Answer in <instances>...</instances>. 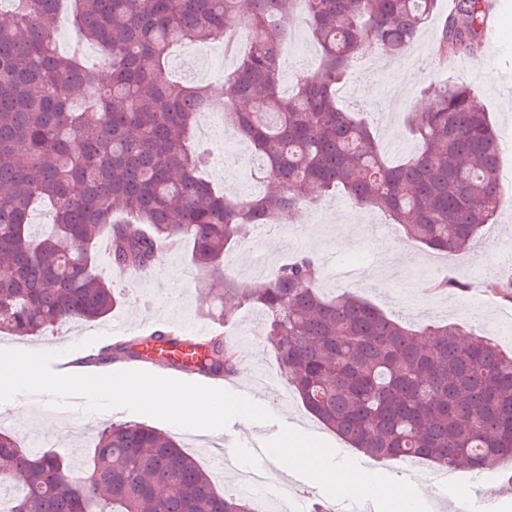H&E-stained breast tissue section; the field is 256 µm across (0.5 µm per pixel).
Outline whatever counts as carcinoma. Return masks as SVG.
Wrapping results in <instances>:
<instances>
[{
	"label": "carcinoma",
	"instance_id": "cac0c4a2",
	"mask_svg": "<svg viewBox=\"0 0 512 512\" xmlns=\"http://www.w3.org/2000/svg\"><path fill=\"white\" fill-rule=\"evenodd\" d=\"M65 0H0V333L35 336L62 323H93L118 305L93 245L110 239L109 266L146 274L159 246L187 240L208 295L267 315L281 376L330 431L378 461L426 459L484 470L512 460V354L456 323L413 329L361 296H326L315 260L299 255L243 285L224 256L252 224H282L338 189L379 209L408 237L439 253L466 249L506 200L500 141L478 93L462 82L427 89L408 121L419 141L389 164L368 121L343 109L337 87L368 47L407 51L438 0H73V22L111 71L61 53L54 29ZM488 0H448L438 54L478 50ZM299 11L319 47L317 69L281 90L280 45ZM243 23L248 49L224 77L229 97L168 77L183 41L204 43ZM260 160L268 189L239 198L216 191L193 139L200 112ZM46 205L53 223L32 232ZM512 303V259L499 278ZM144 340L102 360H140ZM202 376L235 372V346L216 336L196 364ZM0 512H254L165 433L142 423L105 427L79 467L21 447L0 428ZM165 493H156V486Z\"/></svg>",
	"mask_w": 512,
	"mask_h": 512
}]
</instances>
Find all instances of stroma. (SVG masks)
Returning <instances> with one entry per match:
<instances>
[{
	"label": "stroma",
	"instance_id": "1",
	"mask_svg": "<svg viewBox=\"0 0 512 512\" xmlns=\"http://www.w3.org/2000/svg\"><path fill=\"white\" fill-rule=\"evenodd\" d=\"M507 2L508 9L491 19L495 39L484 42L478 56L459 54L445 65L436 58L439 29L448 15L446 0H441L433 19L404 55L390 58L377 50L362 54L346 79L356 87L357 95L342 97L340 104L364 113L385 157L400 161L413 154L416 142L406 132L404 120L407 113L418 111L426 86L447 80L464 82L479 93L506 145L501 156L503 174L512 173V0ZM289 29L291 49L285 82L291 87L299 76L316 69L319 58L301 18H294ZM166 68L172 79L203 85L213 98H223V78L199 76L197 63L186 54L184 45L173 49ZM225 135L221 129L209 140L213 164L208 176L217 189L243 197L247 194V158L231 149ZM302 212L303 221L253 229L251 237L261 236L267 241V268H275L298 253L311 254L319 267V286L326 295L355 292L388 317L413 327L464 322L493 339L502 350L512 352V304L501 302L494 276L495 267L508 255L506 243H512V206L504 208L496 223L482 228L469 253L460 255L426 248L407 237L387 214L356 210L339 192L312 201ZM189 256L190 247L182 242L162 252L155 271L146 275L132 272L116 279V286L125 289L126 297L108 318L94 325L61 324L27 339L0 336V348L55 347L75 350L83 357L87 351L82 341L112 335L117 323L135 336L148 335L160 324L172 331L205 328L222 332L234 336L239 354L235 374L224 380L226 390L235 393L249 388L279 422L323 440L339 459H360V452L323 428L278 377L277 362L267 342L268 319L261 311L241 308L233 320L223 324L211 318L209 302L200 293V275ZM447 276L456 278L460 289L434 293L423 286L424 281ZM13 408L10 402L0 404V424L10 427L17 441L35 437L41 440L44 452L77 461L89 458L103 426L136 418L135 413L112 410L82 412L77 418L61 420L53 410L39 405L21 418ZM149 424L173 436L204 469H211L216 432L185 431L154 418ZM232 424L235 441L224 473L216 480L218 487L237 489L243 473L261 471L266 473L267 482L252 499L257 512H271L277 500L300 495L337 512L339 500L328 496L319 485L299 474L281 472L275 459L256 453L252 446L255 422L236 418Z\"/></svg>",
	"mask_w": 512,
	"mask_h": 512
}]
</instances>
